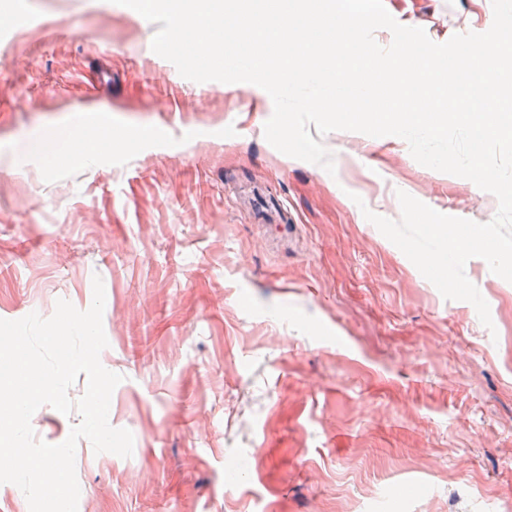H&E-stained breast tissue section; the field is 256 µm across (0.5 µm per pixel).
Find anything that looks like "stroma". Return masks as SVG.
Listing matches in <instances>:
<instances>
[{"label":"stroma","mask_w":512,"mask_h":512,"mask_svg":"<svg viewBox=\"0 0 512 512\" xmlns=\"http://www.w3.org/2000/svg\"><path fill=\"white\" fill-rule=\"evenodd\" d=\"M15 2L0 319L87 310L101 277L108 420L134 438L127 458L79 441L78 512H512V282L466 263L484 326L363 215L399 220L403 191L486 223L495 196L394 136H323L328 174L266 141V91L183 78L136 11ZM384 5L436 43L493 21L491 0ZM83 127L132 143L60 163ZM79 421L45 405L31 424L59 444Z\"/></svg>","instance_id":"35a3bbf8"}]
</instances>
